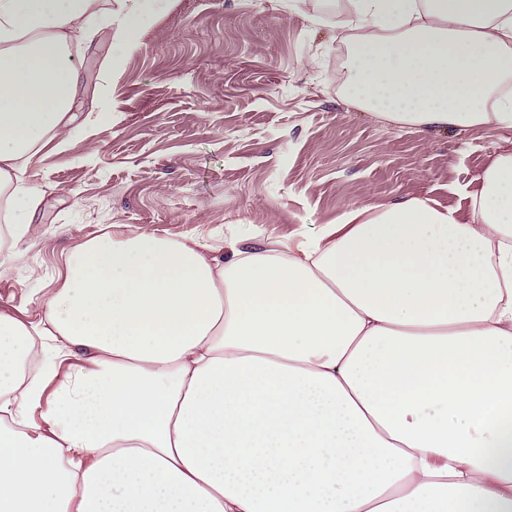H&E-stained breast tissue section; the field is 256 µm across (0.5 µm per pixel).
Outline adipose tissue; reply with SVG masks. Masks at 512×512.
<instances>
[{
    "label": "adipose tissue",
    "instance_id": "adipose-tissue-1",
    "mask_svg": "<svg viewBox=\"0 0 512 512\" xmlns=\"http://www.w3.org/2000/svg\"><path fill=\"white\" fill-rule=\"evenodd\" d=\"M0 0V206L40 203L72 40L159 0ZM344 95L416 129H512V0H345ZM105 233L0 310V512H512V152L472 220L354 207L293 246Z\"/></svg>",
    "mask_w": 512,
    "mask_h": 512
}]
</instances>
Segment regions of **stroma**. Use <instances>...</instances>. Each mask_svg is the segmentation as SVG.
Listing matches in <instances>:
<instances>
[{"instance_id": "stroma-1", "label": "stroma", "mask_w": 512, "mask_h": 512, "mask_svg": "<svg viewBox=\"0 0 512 512\" xmlns=\"http://www.w3.org/2000/svg\"><path fill=\"white\" fill-rule=\"evenodd\" d=\"M163 0L134 44L107 35L76 62L81 135L30 165L40 205L0 307L37 311L64 256L103 234L288 242L350 207L430 198L471 216L469 194L512 130H416L343 100L339 0Z\"/></svg>"}]
</instances>
